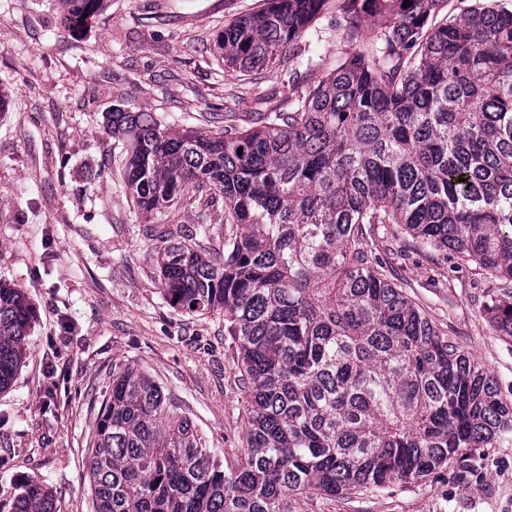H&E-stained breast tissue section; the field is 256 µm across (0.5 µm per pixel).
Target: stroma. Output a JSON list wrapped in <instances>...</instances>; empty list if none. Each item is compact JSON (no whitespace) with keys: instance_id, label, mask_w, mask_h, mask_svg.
I'll return each instance as SVG.
<instances>
[{"instance_id":"stroma-1","label":"stroma","mask_w":512,"mask_h":512,"mask_svg":"<svg viewBox=\"0 0 512 512\" xmlns=\"http://www.w3.org/2000/svg\"><path fill=\"white\" fill-rule=\"evenodd\" d=\"M55 0H0V281L34 310L28 356L0 393V512L17 485L44 480L56 512H94L84 467L112 365L131 362L176 398L209 447L237 454L245 432L236 346L223 315L175 310L160 291L156 243L124 187L121 144L103 127L115 105L207 132L224 115L287 110L286 66L253 77L225 71L215 41L264 0H104L66 30ZM339 15L300 40L334 68L350 46ZM104 169L103 177L89 173ZM403 255L378 250L388 275L495 377L512 403V339L487 320L488 283L475 264L431 251L398 225ZM289 512H512V442L483 448L426 480L344 498H290Z\"/></svg>"}]
</instances>
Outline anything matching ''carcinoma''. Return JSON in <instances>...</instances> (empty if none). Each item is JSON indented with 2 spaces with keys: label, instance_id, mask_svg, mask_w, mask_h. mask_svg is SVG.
Returning <instances> with one entry per match:
<instances>
[{
  "label": "carcinoma",
  "instance_id": "cac0c4a2",
  "mask_svg": "<svg viewBox=\"0 0 512 512\" xmlns=\"http://www.w3.org/2000/svg\"><path fill=\"white\" fill-rule=\"evenodd\" d=\"M104 0H57L77 29ZM266 0L224 26V67L243 74L298 59L297 39L334 7L357 46L286 112H231L212 133L117 105L125 186L146 221L187 186L197 225L150 230L161 291L187 314H224L245 383L246 447H207L173 399L132 364L112 366L86 449L94 512H288V497L407 486L512 438L494 377L385 274L379 224L473 262L493 285L484 309L512 338V10L437 19L447 0ZM379 24L363 42V23ZM464 181H459V178ZM224 200V247L210 209ZM31 323L0 282V392ZM14 512H55L29 478Z\"/></svg>",
  "mask_w": 512,
  "mask_h": 512
}]
</instances>
